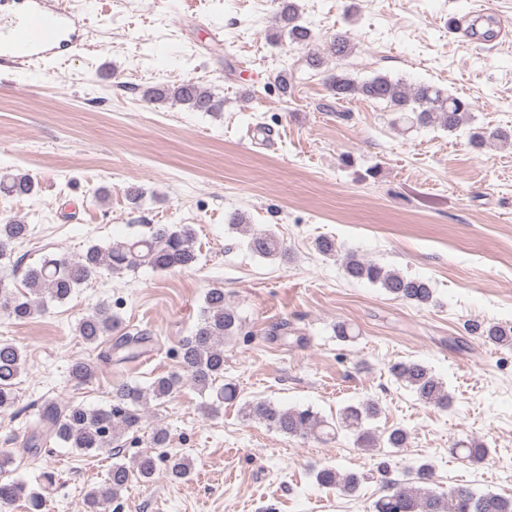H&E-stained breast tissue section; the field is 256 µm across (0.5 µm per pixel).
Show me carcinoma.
Segmentation results:
<instances>
[{
	"mask_svg": "<svg viewBox=\"0 0 512 512\" xmlns=\"http://www.w3.org/2000/svg\"><path fill=\"white\" fill-rule=\"evenodd\" d=\"M275 33L288 36L297 45H309L312 34L300 23L297 0H281L280 10L272 25ZM354 44L344 33L334 35L322 48L307 55L309 67L326 72V81L336 102L355 97L384 103L395 114L394 123L407 128L439 125L450 132L471 124L473 104L432 85L409 86L401 80L377 74L370 79L358 80L344 71L328 68L329 60L346 57L353 52ZM150 102L171 101L194 112L217 113L224 111V98L202 89L194 81H184L175 86L150 87L144 91ZM470 144L481 149L488 144L512 142V130L474 129ZM34 182L27 173L0 178V192L8 196H26L33 192ZM30 234L29 225L17 219L0 222V260L9 258L15 245ZM193 229L187 225L158 224L149 234L116 242L106 248L89 247L78 256L52 254L45 256L40 265L24 272L25 292L14 294L0 290V313L15 320H25L43 309L47 301H65L80 285L95 277L102 267L114 273L134 271L147 266L159 271L188 268L196 261L193 246ZM248 247L263 258H279L287 254L283 241L273 232L261 229L249 233ZM345 272L352 278L378 284L389 294L404 301L427 304L433 296L429 283L420 278H407L355 254L341 258ZM119 319L112 308L102 303L88 316L82 318L76 331L89 343L112 335ZM242 324L235 310L224 302V290L213 288L206 294L199 322L193 333L182 340L178 354L184 375H161L150 386L120 383L112 388V396L105 407L86 408L49 400L38 414L36 426L24 442L23 451L37 455L51 439L65 442L69 447L89 454L111 447L141 424V407L147 400H163L172 396L188 379L197 390H210L216 401H233L237 390L224 379V338L241 331ZM469 335L484 337L496 343L512 342V327L471 321L465 325ZM148 333L141 330L121 338V347L127 357L133 358L147 348ZM24 369L21 349L13 343L0 341V411L13 408L17 401L16 380ZM393 376L406 384L419 400L441 407L450 405L451 398L443 382L419 362H399L391 365ZM71 378L80 383L89 382L95 375V366L77 361L71 366ZM374 402L347 406L340 414L338 425L356 436L361 448L376 446L377 439L364 427L367 420L377 415ZM246 418L289 436L328 439L335 434L333 426L310 409L283 408L267 400H257L244 405ZM164 464L169 476L184 479L191 473L190 461L178 454L167 452L153 455L142 453L128 463L112 465L109 483L93 487L85 495L87 512H109L112 500L127 485L131 477L150 480L158 464ZM432 478L431 465L424 463L416 469L413 481L388 480L386 494L375 503V512H512V498L493 492H479L468 485H457L437 493L425 488ZM316 481L323 487L338 488L355 493L361 477L353 472L339 473L323 467L316 471ZM18 501L25 502L27 512H43V495L18 480L0 478V509Z\"/></svg>",
	"mask_w": 512,
	"mask_h": 512,
	"instance_id": "carcinoma-1",
	"label": "carcinoma"
}]
</instances>
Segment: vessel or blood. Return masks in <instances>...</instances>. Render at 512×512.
Listing matches in <instances>:
<instances>
[{
    "label": "vessel or blood",
    "instance_id": "b4317fda",
    "mask_svg": "<svg viewBox=\"0 0 512 512\" xmlns=\"http://www.w3.org/2000/svg\"><path fill=\"white\" fill-rule=\"evenodd\" d=\"M77 19L60 0H27L18 16L0 17L8 40L0 41V60L17 65L49 57L61 43L64 31L76 28Z\"/></svg>",
    "mask_w": 512,
    "mask_h": 512
}]
</instances>
